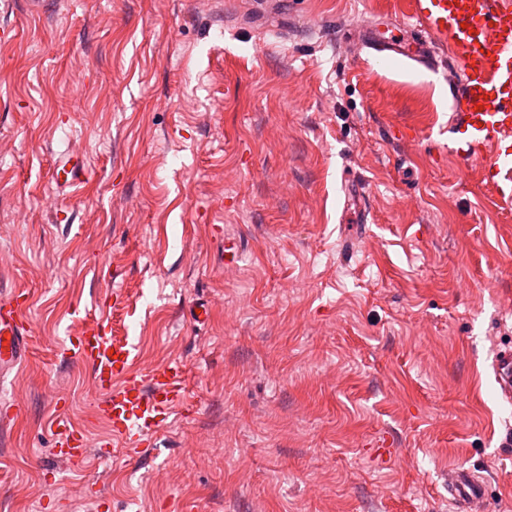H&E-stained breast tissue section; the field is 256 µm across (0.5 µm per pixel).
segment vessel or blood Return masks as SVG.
Wrapping results in <instances>:
<instances>
[{
    "label": "vessel or blood",
    "instance_id": "vessel-or-blood-1",
    "mask_svg": "<svg viewBox=\"0 0 512 512\" xmlns=\"http://www.w3.org/2000/svg\"><path fill=\"white\" fill-rule=\"evenodd\" d=\"M404 26L422 35L414 50L373 30L359 33L361 47L380 57H399L431 66L443 51L460 72L456 111L448 125L449 148L457 160L480 163L487 192L512 205V0H408ZM86 162L81 154L59 159L51 181L57 189L82 184ZM26 298L15 294L0 305V370L14 366L24 353L28 325ZM70 352L90 369L99 395L98 415L111 430L114 446L140 447L163 428L184 397L180 365L158 366L141 374L133 369L134 346L114 341L103 320L92 319L72 336ZM493 371L499 394L512 400V347L497 349ZM55 455L61 462L83 461L90 444L66 417L54 426ZM486 482L475 470L448 472V502L454 512H485Z\"/></svg>",
    "mask_w": 512,
    "mask_h": 512
}]
</instances>
